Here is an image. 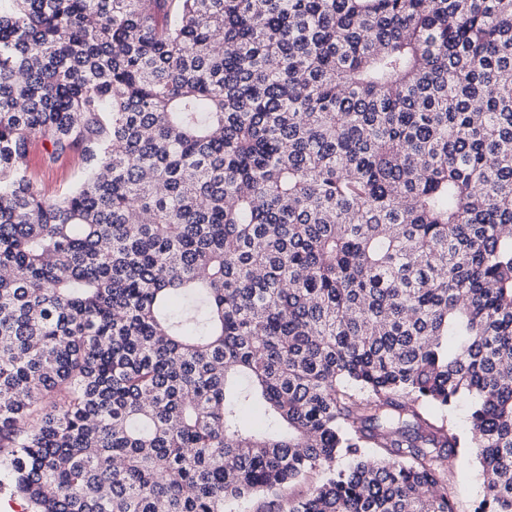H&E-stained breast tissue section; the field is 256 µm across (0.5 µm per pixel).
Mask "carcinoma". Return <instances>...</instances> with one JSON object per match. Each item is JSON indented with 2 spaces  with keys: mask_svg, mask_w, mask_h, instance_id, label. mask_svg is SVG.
Wrapping results in <instances>:
<instances>
[{
  "mask_svg": "<svg viewBox=\"0 0 512 512\" xmlns=\"http://www.w3.org/2000/svg\"><path fill=\"white\" fill-rule=\"evenodd\" d=\"M508 225L512 0H0V473L34 512H454L465 452L512 512ZM28 164L33 171L39 186L48 195L58 194L73 185L81 177L82 168L77 157L73 155L63 156L56 163L47 166L42 160V148L34 145ZM433 416L438 424L443 422L444 425H451L460 431L468 429V407L463 401L451 410L434 411Z\"/></svg>",
  "mask_w": 512,
  "mask_h": 512,
  "instance_id": "cac0c4a2",
  "label": "carcinoma"
}]
</instances>
